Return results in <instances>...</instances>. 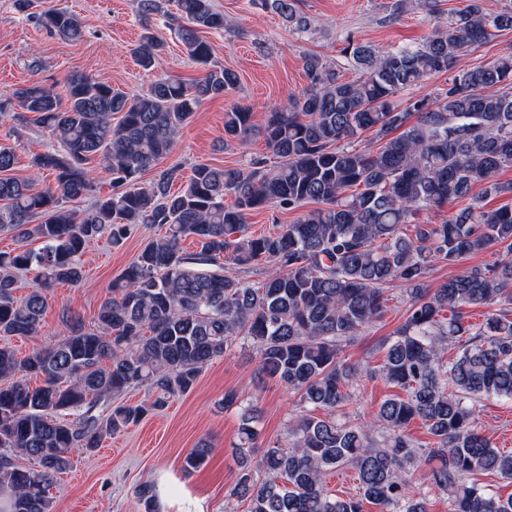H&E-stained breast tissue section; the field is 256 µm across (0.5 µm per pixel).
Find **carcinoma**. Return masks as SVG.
Instances as JSON below:
<instances>
[{
	"mask_svg": "<svg viewBox=\"0 0 512 512\" xmlns=\"http://www.w3.org/2000/svg\"><path fill=\"white\" fill-rule=\"evenodd\" d=\"M483 2L469 0L419 46L379 48L346 37L342 53L357 71L351 80L307 56L308 86L269 112L261 131L247 106L224 113L226 136L260 134L278 165L200 163L176 190V166L150 182L142 177L170 153L204 100L239 83L235 71L215 65L204 37L225 28L211 0H175L174 33L206 70L199 79H158L130 94L73 73L63 97L33 82L0 98L1 122L16 105L59 145L31 162L54 175L45 188L12 176L15 152L0 146V231L20 239L14 251L0 252L1 337L39 334L50 290L83 280L78 257L89 242L106 236L119 246L136 224L165 229L113 279L97 329L70 318L60 340L23 359L0 344V512H52L49 487L72 450L99 447L103 436L138 423L146 408L118 405L102 419L59 414L134 386L147 388L151 407L161 408L190 391L202 368L239 339L256 348L257 373L285 383L303 408L284 443L257 461L261 410L243 408L231 496L247 503L245 512H362L365 500L380 512H429L411 479L422 462L430 464L429 491L448 496V512H512V496L470 481L477 473L512 480V452L495 448L476 421L482 398L512 401V206L483 205L489 192L512 193V183L494 180L512 168V54L462 67L469 52L512 31V2L493 14ZM261 3L292 29H310L299 0ZM33 4L15 0L18 12L50 34L82 38L68 9L33 12ZM161 12L163 0H138L143 20ZM164 46L145 26L140 65L150 68ZM439 73L448 84L435 96L400 108L399 93ZM366 132L376 149L353 146ZM92 158L111 176L112 194L85 210L70 207L93 190ZM477 185L483 192L474 195ZM228 195L231 205L224 204ZM466 196L470 203L441 223L417 221ZM310 202L316 207L277 232L249 231L254 211ZM187 238L198 242V253L183 251ZM33 239L42 242L37 250L26 247ZM495 248L509 259L472 267L434 290L425 286L433 266ZM261 263L270 270L257 282L224 274L226 265ZM32 269L36 286L20 300L18 276ZM395 285L407 294L405 320L384 346L378 372L403 394L384 400L370 421L343 422L336 412L352 401L357 378L340 358L343 343L383 316ZM477 307L485 312L474 323ZM451 343L458 354L449 360ZM29 375L43 384L30 387ZM415 419L436 447L415 446L407 433ZM211 452L208 443L190 451L183 471L204 466ZM19 458L38 467L20 466ZM343 469L355 471L357 494L326 489L323 477ZM138 496L144 512H157L155 484H143Z\"/></svg>",
	"mask_w": 512,
	"mask_h": 512,
	"instance_id": "carcinoma-1",
	"label": "carcinoma"
}]
</instances>
